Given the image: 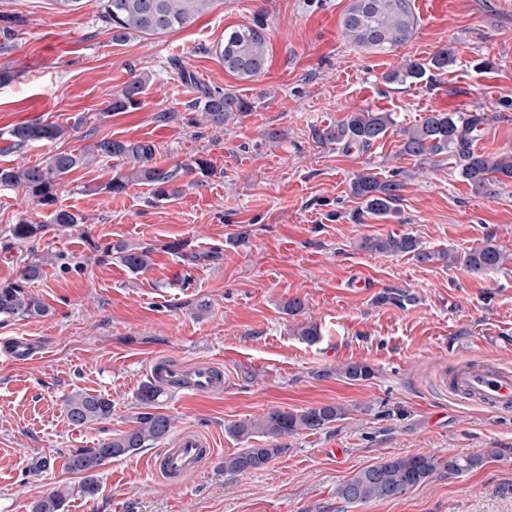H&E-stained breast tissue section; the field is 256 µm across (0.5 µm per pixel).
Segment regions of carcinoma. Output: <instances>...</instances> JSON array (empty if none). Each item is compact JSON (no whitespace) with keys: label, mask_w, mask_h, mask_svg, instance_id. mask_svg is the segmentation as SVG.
I'll return each instance as SVG.
<instances>
[{"label":"carcinoma","mask_w":512,"mask_h":512,"mask_svg":"<svg viewBox=\"0 0 512 512\" xmlns=\"http://www.w3.org/2000/svg\"><path fill=\"white\" fill-rule=\"evenodd\" d=\"M217 0H99L101 23L112 33V41L122 43L132 35H165L189 27L215 7ZM344 37L358 48L370 53L386 54L408 44L415 33L417 21L410 0H353L342 18ZM271 47L264 23L234 26L224 31V39L213 50L224 65V70L242 80L263 74L269 67ZM453 48L438 50L426 63L415 60L389 73L386 81L405 83L422 78L427 69L446 70L454 63ZM197 97L189 109L200 113L206 124L220 130L238 113L252 111L247 99L232 92L210 88L188 75ZM149 77L136 76L117 92L110 102L109 111L129 112L143 103ZM487 122L483 112H430L423 120L401 130L399 154L422 161L437 156L458 160V174L474 195L490 199L506 182H512V151L487 156L472 149L475 134ZM395 124L390 112L361 109L350 112L336 126L316 132V139L334 143L346 152L369 149L384 138ZM65 130L55 123H23L9 132L10 148L21 149L29 144L52 142L61 138ZM156 146L149 141L128 142L102 139L79 152H60L49 156L36 166L0 167V188H22L42 208L51 207V222L64 228L84 223L74 212L56 207V190L65 176L90 165L115 159L128 171L116 173L104 186L109 193L119 195L132 184H144L151 189L152 204L170 201L179 193L174 186L178 170L158 165ZM403 182L380 180L373 174L363 173L351 184L352 194L363 204L364 212L378 218L397 214ZM43 225L21 220L10 230L13 244L24 247L35 241ZM360 248L367 252L399 255L410 254L420 264L442 260L460 264L475 275L498 269L504 253L492 240L470 249L461 256L447 252H431L421 248L409 234L369 236L363 238ZM150 247H129L118 243L107 245L104 255L116 259L133 272L147 269L152 264ZM43 274V262L35 261L23 267L19 278L0 284V317H37L46 314L45 305L28 290V285ZM414 295L403 289H387L378 294L379 304L404 307L413 302ZM336 376L348 382L370 379L375 369L366 361L349 362L337 366ZM163 390L146 385L136 394L138 408L133 426L93 448H77L67 460L68 468L81 475L80 492L95 497L100 489L99 469L106 460L123 458L155 444L170 434L172 418L159 412ZM68 421L77 427H88L107 419L112 414V400L100 394L77 392L65 401ZM346 409L340 404H321L301 410L272 409L251 421H241L229 427V432L243 443L256 437L268 441L265 447H246L224 457V472L246 473L260 470L272 459L287 452L286 438L308 431L323 430L343 418ZM482 456H451L447 459L431 455H408L383 458L370 464L341 483L337 496L349 504L400 497L442 469L458 476L481 467ZM66 495L52 490L38 499L32 512H64Z\"/></svg>","instance_id":"1"}]
</instances>
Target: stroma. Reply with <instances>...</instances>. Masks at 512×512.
<instances>
[{
  "mask_svg": "<svg viewBox=\"0 0 512 512\" xmlns=\"http://www.w3.org/2000/svg\"><path fill=\"white\" fill-rule=\"evenodd\" d=\"M352 2L221 0L188 28L116 43L96 0L69 13L49 0H0V11L21 20L14 35H0V67L16 75L0 86V166L38 165L104 138L152 142L156 163L168 168L198 157L213 166L178 177L180 195L157 205L142 184L106 191L111 163L79 169L57 187L59 206L85 218L71 228L52 224L24 190L0 189V284L45 254L69 260L45 266L29 286L47 316L0 318V348L16 336L42 344L21 361L0 352V512H30L54 489L66 492V512H512V409L448 390L464 361L512 368V183L483 199L454 160L399 153L400 128L431 111L485 113L475 152L512 150V0H412L415 35L389 54L345 39L341 19ZM257 18L270 38V67L241 80L206 49ZM448 45L457 56L447 71L386 82L405 60H428ZM186 71L246 98L253 111L221 130L189 125L196 92ZM139 74L149 78L140 109L108 111ZM362 108L392 113L396 127L365 151L316 140L315 131ZM39 121L62 126L64 137L9 149L14 126ZM360 173L403 181L397 216L358 217L350 184ZM21 219L44 226L23 252L8 245ZM391 233L458 254L490 239L508 260L475 276L458 264L360 250L363 237ZM119 242L153 248L151 266L134 273L100 260L99 248ZM389 288L410 291L414 302L376 303ZM294 297L305 304L297 316L284 311ZM305 321L318 326V341L297 336ZM162 356L223 365V395L170 392L160 404L173 433L208 435L213 457L168 483L150 468V446L106 461L99 494L82 497L80 476L66 467L71 450L131 427L135 394ZM350 361L370 363L374 376L333 377ZM76 391L108 396L111 416L71 425L63 400ZM329 403L346 407V418L289 439L287 453L262 470L222 471L241 447L229 425ZM493 448L501 454L492 459ZM415 454L486 463L460 476L436 471L397 499L351 505L337 497L361 468Z\"/></svg>",
  "mask_w": 512,
  "mask_h": 512,
  "instance_id": "1",
  "label": "stroma"
}]
</instances>
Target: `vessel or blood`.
Here are the masks:
<instances>
[{
    "mask_svg": "<svg viewBox=\"0 0 512 512\" xmlns=\"http://www.w3.org/2000/svg\"><path fill=\"white\" fill-rule=\"evenodd\" d=\"M151 381L170 391L187 390L196 395L224 393V368L215 362L186 365L164 357L154 359L148 369ZM451 392L475 398L495 407H512V371L495 363L469 361L449 378ZM211 441L193 431L177 434L158 454L151 457L157 474L179 480L198 472L212 458Z\"/></svg>",
    "mask_w": 512,
    "mask_h": 512,
    "instance_id": "vessel-or-blood-1",
    "label": "vessel or blood"
}]
</instances>
